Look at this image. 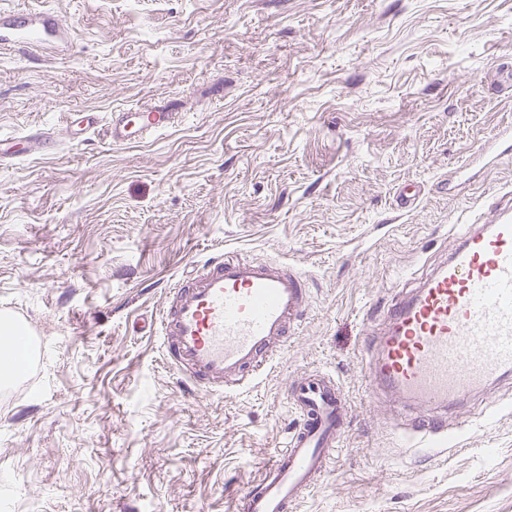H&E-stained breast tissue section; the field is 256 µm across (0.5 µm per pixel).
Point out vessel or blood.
Returning a JSON list of instances; mask_svg holds the SVG:
<instances>
[{
	"mask_svg": "<svg viewBox=\"0 0 512 512\" xmlns=\"http://www.w3.org/2000/svg\"><path fill=\"white\" fill-rule=\"evenodd\" d=\"M20 44L47 54L71 47L51 12L0 15V46ZM178 118L149 103L106 121L94 112H71L65 128L83 136L101 131L122 145ZM19 140L36 153L50 150L56 137L40 129ZM487 208L488 217L453 225L456 246L447 260L391 298L371 337V384L415 409L408 433L423 444L447 436L443 408L512 374V200L495 197ZM308 310V281L296 265L221 254L166 291L158 334L166 363L189 390L221 395L267 375ZM289 399L300 422L235 499L234 512H294L334 459L348 415L343 388L315 372L292 385Z\"/></svg>",
	"mask_w": 512,
	"mask_h": 512,
	"instance_id": "1",
	"label": "vessel or blood"
}]
</instances>
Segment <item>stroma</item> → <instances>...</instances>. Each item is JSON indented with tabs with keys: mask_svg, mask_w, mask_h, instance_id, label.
<instances>
[{
	"mask_svg": "<svg viewBox=\"0 0 512 512\" xmlns=\"http://www.w3.org/2000/svg\"><path fill=\"white\" fill-rule=\"evenodd\" d=\"M52 10L60 55L0 53V313L39 350L0 385V498L31 512H233L296 424L291 386L333 375L351 414L297 512H512V376L416 448L372 391L383 307L445 260L450 227L512 188L477 154L512 123V0H0ZM176 101L174 127L75 141L68 112ZM414 185L404 209L398 192ZM285 259L309 314L256 386L187 391L152 330L208 257ZM8 140H10L9 144H12L13 142L17 141L25 143L26 147L22 151V153H36L50 150L55 144L56 137L54 132H50L49 130L45 129H38L36 132L27 131L25 133H22L18 137L6 139L4 141ZM4 141L0 140V161H5L6 159L18 157L20 154L17 153L20 152L13 151L12 145L6 150L1 149V143H3Z\"/></svg>",
	"mask_w": 512,
	"mask_h": 512,
	"instance_id": "35a3bbf8",
	"label": "stroma"
}]
</instances>
